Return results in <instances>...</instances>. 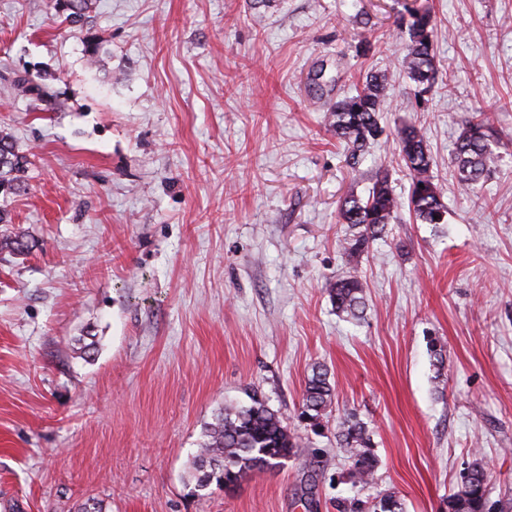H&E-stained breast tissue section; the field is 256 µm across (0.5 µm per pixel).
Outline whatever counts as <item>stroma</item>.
<instances>
[{
	"mask_svg": "<svg viewBox=\"0 0 512 512\" xmlns=\"http://www.w3.org/2000/svg\"><path fill=\"white\" fill-rule=\"evenodd\" d=\"M411 6L434 17L437 82L419 99L391 82L384 133L347 170L328 106L396 66ZM25 73L54 111H30ZM480 109L503 146L471 187L453 151ZM401 122L424 133L446 221L402 205L350 262L340 200L379 172L407 198ZM1 129L30 164L0 195L26 244L0 250V512H339L388 492L445 512L476 460L512 512V0H96L78 32L55 0H0ZM352 264L357 323L326 288ZM318 364L371 433L369 485L347 481L335 421L297 419ZM255 397L313 467L198 498L206 426Z\"/></svg>",
	"mask_w": 512,
	"mask_h": 512,
	"instance_id": "obj_1",
	"label": "stroma"
}]
</instances>
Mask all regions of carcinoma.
<instances>
[{"label":"carcinoma","mask_w":512,"mask_h":512,"mask_svg":"<svg viewBox=\"0 0 512 512\" xmlns=\"http://www.w3.org/2000/svg\"><path fill=\"white\" fill-rule=\"evenodd\" d=\"M59 11L71 28L83 27L94 0H56ZM408 39L399 48L401 70L419 93L435 84L438 66L433 52L434 18L425 8L408 9ZM392 74L388 71L365 77L356 93L332 105L329 126L348 148L347 163L354 168L364 158L368 144L381 133L379 112ZM16 90L27 96L32 110L50 112L52 97L34 80L18 75ZM396 141L403 166L410 179L409 210L422 224H442L446 206L441 189L432 174L433 158L421 129L403 125L396 129ZM495 130L484 112L465 120L454 148V162L460 180L473 185L488 177L499 160ZM28 158L13 136L0 132V194H14L24 187ZM400 206L388 176L378 175L364 196L352 195L340 209L351 234L344 239L343 250L350 257L369 250L370 243L393 220ZM328 293L336 313L360 320L366 308L365 283L356 267L329 283ZM335 391L327 370L317 366L308 376L297 418L315 431L331 417ZM337 445L350 460L348 478L354 484H367L374 478L379 461L374 453L366 423L356 413L336 416ZM303 456L300 436L260 399L248 407L224 409L205 432V439L192 457L188 481L194 483L199 497L211 485L230 490L255 470L273 469L282 461ZM487 476L484 466L474 461L463 472L458 490L448 496L447 512H488ZM368 512H404V505L393 492L381 495Z\"/></svg>","instance_id":"carcinoma-1"}]
</instances>
